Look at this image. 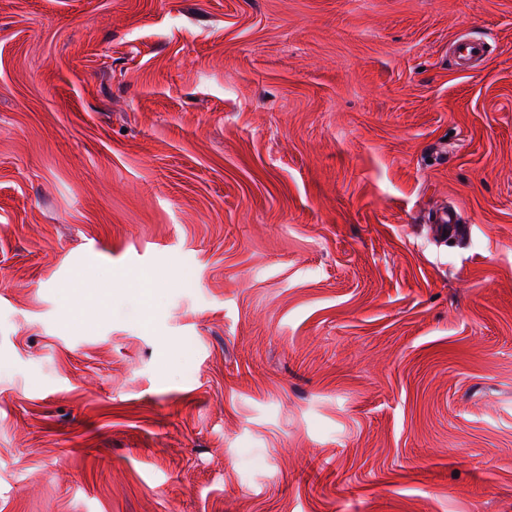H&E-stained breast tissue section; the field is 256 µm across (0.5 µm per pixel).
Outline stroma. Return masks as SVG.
I'll return each mask as SVG.
<instances>
[{
  "instance_id": "stroma-1",
  "label": "stroma",
  "mask_w": 512,
  "mask_h": 512,
  "mask_svg": "<svg viewBox=\"0 0 512 512\" xmlns=\"http://www.w3.org/2000/svg\"><path fill=\"white\" fill-rule=\"evenodd\" d=\"M0 512H512V0H0ZM450 50L457 64L464 68L479 66L488 53L485 43L469 38L458 39Z\"/></svg>"
}]
</instances>
